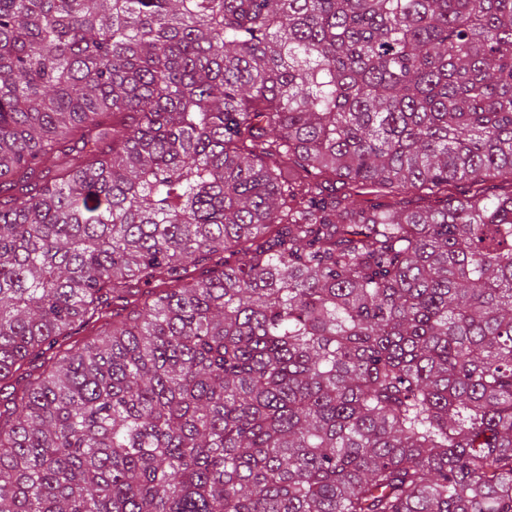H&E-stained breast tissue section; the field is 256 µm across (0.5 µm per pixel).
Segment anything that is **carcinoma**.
<instances>
[{"label":"carcinoma","mask_w":512,"mask_h":512,"mask_svg":"<svg viewBox=\"0 0 512 512\" xmlns=\"http://www.w3.org/2000/svg\"><path fill=\"white\" fill-rule=\"evenodd\" d=\"M323 174L512 178V0H0V512H512V195Z\"/></svg>","instance_id":"1"}]
</instances>
